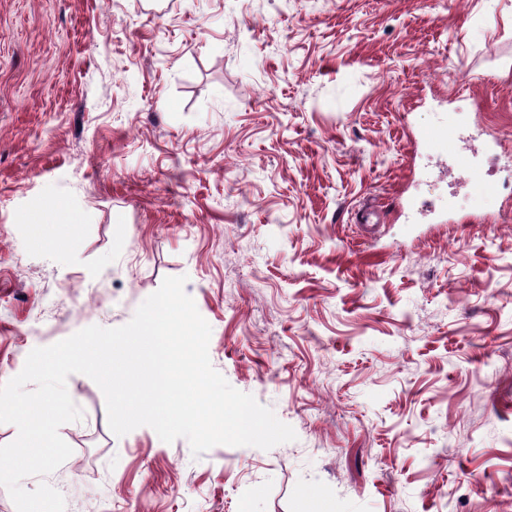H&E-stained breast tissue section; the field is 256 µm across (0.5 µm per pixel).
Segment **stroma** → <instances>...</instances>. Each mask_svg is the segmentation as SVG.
<instances>
[{
  "instance_id": "obj_1",
  "label": "stroma",
  "mask_w": 512,
  "mask_h": 512,
  "mask_svg": "<svg viewBox=\"0 0 512 512\" xmlns=\"http://www.w3.org/2000/svg\"><path fill=\"white\" fill-rule=\"evenodd\" d=\"M169 276L295 441L118 437L73 374L72 454L24 489L512 512V0H0V384Z\"/></svg>"
}]
</instances>
